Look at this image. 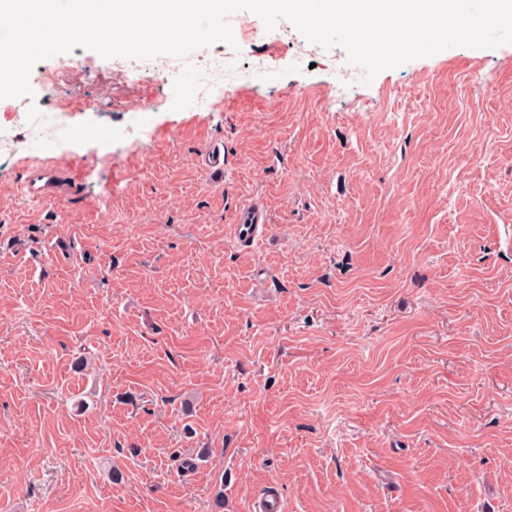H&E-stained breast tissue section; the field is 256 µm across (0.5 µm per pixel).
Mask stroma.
<instances>
[{"instance_id": "stroma-1", "label": "stroma", "mask_w": 512, "mask_h": 512, "mask_svg": "<svg viewBox=\"0 0 512 512\" xmlns=\"http://www.w3.org/2000/svg\"><path fill=\"white\" fill-rule=\"evenodd\" d=\"M229 19L203 55L261 80L148 85L78 46L0 99V512H250L270 484L287 512H512V44L368 83L288 20ZM63 62L85 95L32 138L11 110L56 111ZM34 162L77 196L23 197ZM235 223L240 226V234L246 240H254L268 223V213L263 203H250L241 206L235 215Z\"/></svg>"}]
</instances>
